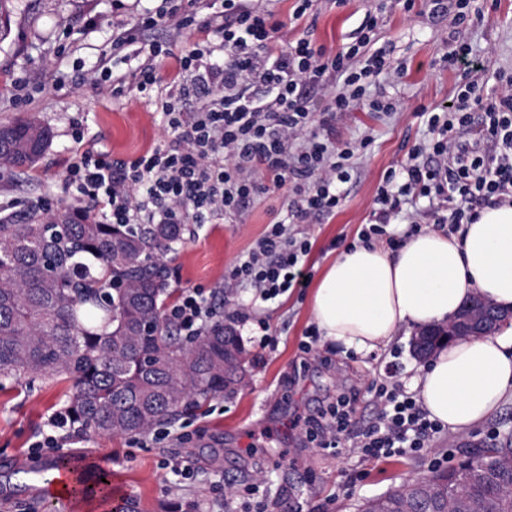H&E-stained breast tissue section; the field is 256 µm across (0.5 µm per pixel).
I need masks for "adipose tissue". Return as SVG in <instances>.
I'll use <instances>...</instances> for the list:
<instances>
[{
	"label": "adipose tissue",
	"mask_w": 512,
	"mask_h": 512,
	"mask_svg": "<svg viewBox=\"0 0 512 512\" xmlns=\"http://www.w3.org/2000/svg\"><path fill=\"white\" fill-rule=\"evenodd\" d=\"M470 296L512 309V205L480 209L456 236L425 228L394 252L342 250L313 289L310 314L324 341L368 354L400 328L448 324ZM414 386L430 419L454 430L480 423L512 392V321L441 346Z\"/></svg>",
	"instance_id": "1"
}]
</instances>
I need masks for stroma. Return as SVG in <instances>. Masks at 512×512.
I'll list each match as a JSON object with an SVG mask.
<instances>
[{
	"label": "stroma",
	"mask_w": 512,
	"mask_h": 512,
	"mask_svg": "<svg viewBox=\"0 0 512 512\" xmlns=\"http://www.w3.org/2000/svg\"><path fill=\"white\" fill-rule=\"evenodd\" d=\"M475 5L480 20L455 29L449 18L432 15L429 0H416L409 13L397 0L320 4L311 32L333 51L350 43L366 12L380 15L376 45L385 50L392 73L375 80L371 95L395 100L398 109L383 114L361 103L337 113V142L367 138L371 144L355 153L346 197L335 214L290 227L311 244L304 262L314 277L336 258L339 244L357 240L386 173L406 160L412 146L430 141L417 109L442 107L454 96L461 76L446 63L449 51L465 44L480 55L485 69L475 73L477 81L498 71L512 76V0ZM163 6L164 0H8L10 33L0 42V125L29 114L50 127L53 138L34 169L0 167V207L22 211L42 198L60 200L65 210L74 207L66 160L78 147L76 129L96 135L113 157L127 161L164 143V117L155 103L131 90L113 99L82 82L111 52L113 28ZM285 217L283 199L273 195L255 199L236 220L199 225L165 260L170 289L221 288L225 273L248 255L270 223ZM237 300L248 306L249 319L232 325L245 349L246 370L233 391L184 413L154 439L85 435L64 453L111 470L121 499L137 501L140 512H215L224 500L231 512H356L364 499L455 465L512 431L509 395L483 422L443 429L417 455L371 459L351 439L338 448L319 447L306 438L304 421L332 400L337 386L360 390L356 416L363 422L377 413L367 392L371 384L388 382L413 394L420 364L411 352V329L401 328L389 344L366 356L320 340L306 353L300 344L313 326L308 295L286 293L262 302L244 290ZM263 324L273 338L266 345L258 342ZM64 390L61 384L21 378L0 391V484H18L23 471L58 460L62 453L35 443L48 418L61 410ZM172 457L190 459L193 477L163 469L164 459ZM0 512L72 510L51 486L42 485L21 488L12 500L0 502Z\"/></svg>",
	"instance_id": "stroma-1"
}]
</instances>
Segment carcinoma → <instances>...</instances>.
<instances>
[{"instance_id": "cac0c4a2", "label": "carcinoma", "mask_w": 512, "mask_h": 512, "mask_svg": "<svg viewBox=\"0 0 512 512\" xmlns=\"http://www.w3.org/2000/svg\"><path fill=\"white\" fill-rule=\"evenodd\" d=\"M0 164L31 169L51 130L33 116L0 125ZM183 224H98L76 215L0 224V388L20 377L66 383L63 408L80 434L141 435L224 394L241 378L243 350L217 324L186 338L163 320L157 257ZM93 490L112 472L84 468ZM357 512H512V452L433 472L410 495L366 499Z\"/></svg>"}]
</instances>
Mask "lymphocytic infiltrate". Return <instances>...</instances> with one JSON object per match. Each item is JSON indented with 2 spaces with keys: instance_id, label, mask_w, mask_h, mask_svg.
Wrapping results in <instances>:
<instances>
[{
  "instance_id": "obj_1",
  "label": "lymphocytic infiltrate",
  "mask_w": 512,
  "mask_h": 512,
  "mask_svg": "<svg viewBox=\"0 0 512 512\" xmlns=\"http://www.w3.org/2000/svg\"><path fill=\"white\" fill-rule=\"evenodd\" d=\"M195 0H165L162 11L146 13L137 27L169 25L174 36L198 33L192 48L176 59L170 94L159 99L168 142L134 160L112 158L87 139L67 166V185L81 202L82 216L102 224H220L250 200L293 185L288 213L299 221L333 214L351 178L350 160L359 144L336 143L335 113L367 101L375 112L395 111L394 102L367 99L373 79L388 74L386 53L374 46L378 21L366 16L354 43L338 51L317 45L310 30L283 39L275 10L250 0H207L199 15ZM135 54H127V46ZM161 47L137 43L134 34L113 40L112 55L88 72L87 85L112 96L125 82L112 64L130 66L135 87L153 99L159 77L153 63ZM219 95L203 99L199 88ZM321 120H314V113ZM434 140L414 145L407 162L389 173L374 199L362 243L384 235L406 201L439 197L448 221L473 223L478 209L512 204V80H499L491 93L462 82L449 106L420 107ZM310 243L287 234L274 222L246 259L224 278V296L248 289L268 301L308 288L303 263ZM226 310L202 288H184L166 312L167 321L187 336L225 320L243 317ZM377 407L373 421L352 418L355 390L340 392L335 406L305 422V435L322 447L337 448L347 438L367 457L417 452L439 433L415 397L387 384L370 387Z\"/></svg>"
}]
</instances>
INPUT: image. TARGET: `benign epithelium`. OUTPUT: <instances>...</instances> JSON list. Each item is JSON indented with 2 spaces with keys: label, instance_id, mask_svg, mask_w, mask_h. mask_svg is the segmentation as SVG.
<instances>
[{
  "label": "benign epithelium",
  "instance_id": "7a95c632",
  "mask_svg": "<svg viewBox=\"0 0 512 512\" xmlns=\"http://www.w3.org/2000/svg\"><path fill=\"white\" fill-rule=\"evenodd\" d=\"M512 319V310H498L488 315L477 308L456 315L444 326L424 327L411 338L413 356L423 361L430 355L431 347L452 340H465L494 334L501 322Z\"/></svg>",
  "mask_w": 512,
  "mask_h": 512
}]
</instances>
